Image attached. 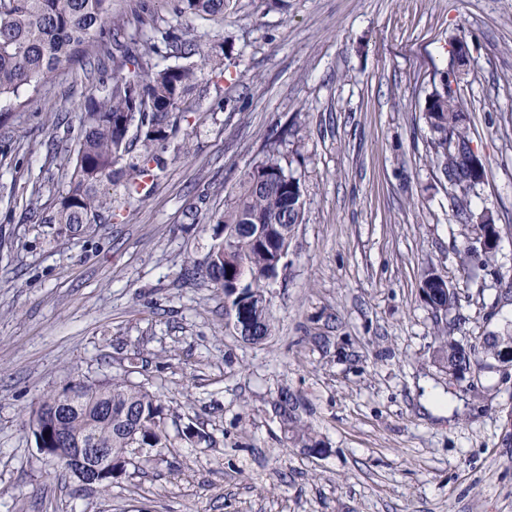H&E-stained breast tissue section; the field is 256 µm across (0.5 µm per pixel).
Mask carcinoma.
<instances>
[{
	"mask_svg": "<svg viewBox=\"0 0 512 512\" xmlns=\"http://www.w3.org/2000/svg\"><path fill=\"white\" fill-rule=\"evenodd\" d=\"M179 26L161 29L155 14L145 4L136 9V22L160 34V42L142 45L120 41L121 26L112 17V0H0V100H18L38 81L74 64L87 65L89 47L112 59V87L94 107L80 117L77 150L70 158L65 192L43 224H100L117 217L108 205L104 186L119 174V165L131 153L130 130L144 134V146L165 138L177 114L187 111V101L198 82L192 58L210 61L219 52L190 37V25L198 18L224 14V0H169ZM164 45L169 57L185 65L158 67L150 55ZM438 86L425 100L422 112L433 133L430 158L444 179L470 195L477 184L470 182L467 159L469 111L462 99L448 100V84L458 78L443 70ZM224 211L213 216L218 227L236 225L241 239L221 243L209 254L211 263L202 275L217 288L242 283L233 305L242 309L250 343L261 342L271 331L267 319V288L275 272L276 256L291 243L293 227L302 222V191L298 181L285 175L275 148L238 178ZM456 220L474 224L477 233L464 255L486 261L492 249L482 239L497 235L495 220L478 222L472 208L454 210ZM456 292L448 284L427 288L426 303L433 309L453 310ZM482 349L503 364L512 362V334L495 336ZM439 360L455 376L479 365L476 352L466 351L448 336L440 338ZM77 411L53 423L54 438L60 437L84 448L112 449V462L129 463L132 450L149 446L164 448L168 441L164 408L152 392L123 382L79 381L71 387ZM285 431L301 439L304 447L317 448L304 429L298 401L281 395Z\"/></svg>",
	"mask_w": 512,
	"mask_h": 512,
	"instance_id": "carcinoma-1",
	"label": "carcinoma"
}]
</instances>
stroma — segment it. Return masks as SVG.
Here are the masks:
<instances>
[{
  "label": "stroma",
  "mask_w": 512,
  "mask_h": 512,
  "mask_svg": "<svg viewBox=\"0 0 512 512\" xmlns=\"http://www.w3.org/2000/svg\"><path fill=\"white\" fill-rule=\"evenodd\" d=\"M192 34L224 66L200 63L151 187L110 186L118 221H41L100 73L0 105V512H512V367L487 355L449 376L420 292L430 272L455 289L463 347L512 332V0H224ZM459 39L486 170L472 207L499 230L485 266L464 263L476 230L452 217L422 114ZM275 130L304 215L253 345L223 290L184 270ZM102 379L155 393L171 441L107 488L62 473L30 430L45 395ZM284 390L323 455L285 432Z\"/></svg>",
  "instance_id": "1"
}]
</instances>
